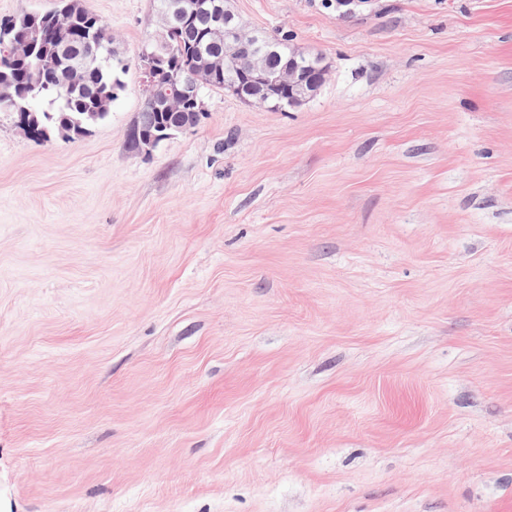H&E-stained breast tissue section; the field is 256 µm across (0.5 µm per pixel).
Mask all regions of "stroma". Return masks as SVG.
<instances>
[{
  "instance_id": "1",
  "label": "stroma",
  "mask_w": 512,
  "mask_h": 512,
  "mask_svg": "<svg viewBox=\"0 0 512 512\" xmlns=\"http://www.w3.org/2000/svg\"><path fill=\"white\" fill-rule=\"evenodd\" d=\"M0 112V512H512V0H231L322 54L128 146Z\"/></svg>"
}]
</instances>
